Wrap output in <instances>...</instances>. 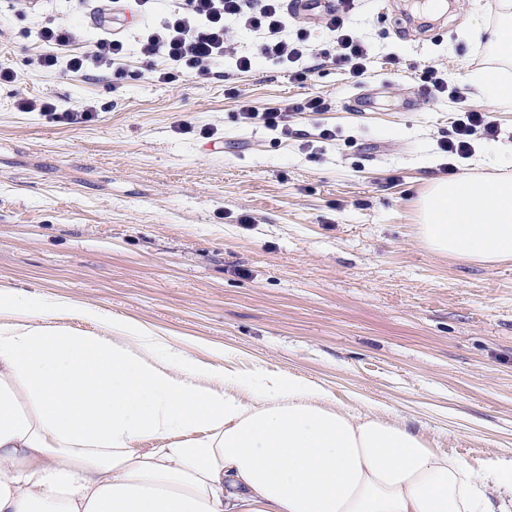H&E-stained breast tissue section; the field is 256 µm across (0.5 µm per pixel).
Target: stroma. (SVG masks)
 Returning a JSON list of instances; mask_svg holds the SVG:
<instances>
[{"mask_svg":"<svg viewBox=\"0 0 512 512\" xmlns=\"http://www.w3.org/2000/svg\"><path fill=\"white\" fill-rule=\"evenodd\" d=\"M94 7L0 0V67L18 76L0 82V284L134 318L206 362L215 344L235 370L292 371L342 404L411 421L476 469L512 450V263L459 264L417 235L424 180L443 176L439 144L464 106L499 135L475 140L459 173L512 176V103L471 81L500 66L475 35L500 0H357L349 24L371 56L360 78L295 13L312 49L298 79L248 30L246 72L228 59L163 83L134 58L120 79L37 67L36 29L61 18L93 40ZM430 66L449 90L426 101ZM361 95L369 106H353ZM22 96L59 112L20 111ZM315 97L325 111H299ZM244 99L295 104L289 137L239 123ZM89 101L93 120L64 119Z\"/></svg>","mask_w":512,"mask_h":512,"instance_id":"35a3bbf8","label":"stroma"}]
</instances>
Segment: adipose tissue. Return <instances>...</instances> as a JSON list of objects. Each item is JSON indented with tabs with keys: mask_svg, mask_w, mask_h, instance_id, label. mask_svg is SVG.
Listing matches in <instances>:
<instances>
[{
	"mask_svg": "<svg viewBox=\"0 0 512 512\" xmlns=\"http://www.w3.org/2000/svg\"><path fill=\"white\" fill-rule=\"evenodd\" d=\"M418 203L430 252L512 260V176L430 178ZM0 512H512V457L472 468L296 374L0 284Z\"/></svg>",
	"mask_w": 512,
	"mask_h": 512,
	"instance_id": "obj_1",
	"label": "adipose tissue"
}]
</instances>
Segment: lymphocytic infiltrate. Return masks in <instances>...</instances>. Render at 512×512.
Masks as SVG:
<instances>
[{
  "label": "lymphocytic infiltrate",
  "mask_w": 512,
  "mask_h": 512,
  "mask_svg": "<svg viewBox=\"0 0 512 512\" xmlns=\"http://www.w3.org/2000/svg\"><path fill=\"white\" fill-rule=\"evenodd\" d=\"M354 5L355 0H340L339 8L323 15L322 23L334 35L337 63L359 77L366 71L369 49L347 25ZM99 9L105 32L90 43L62 22L42 26L37 32L42 47L35 59L37 66L61 75L109 71L118 76L133 52L150 64L154 78L167 83L179 73L209 75L211 65L227 57L245 72L252 58L235 46V33L240 29L262 32L259 51L276 63H296L310 53L305 32L289 34L282 0H259L255 5L250 0H176L167 17L143 34L132 49L120 35L121 0H99ZM478 133L489 139L496 136L497 128L486 113L464 110L456 121L454 138L441 142L440 149L451 158L469 157Z\"/></svg>",
  "instance_id": "obj_1"
}]
</instances>
